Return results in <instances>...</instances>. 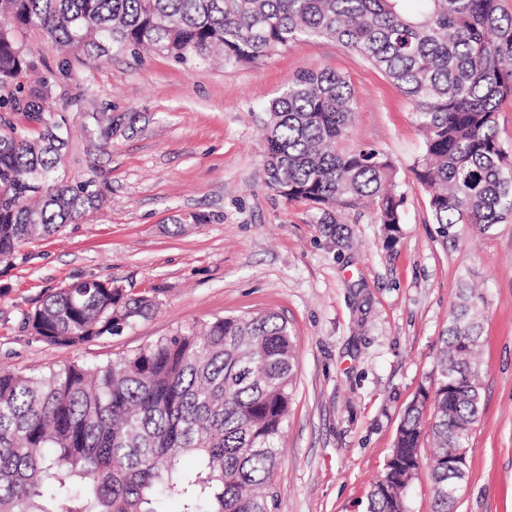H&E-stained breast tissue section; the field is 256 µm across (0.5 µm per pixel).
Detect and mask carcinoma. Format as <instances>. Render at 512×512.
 Returning a JSON list of instances; mask_svg holds the SVG:
<instances>
[{
  "mask_svg": "<svg viewBox=\"0 0 512 512\" xmlns=\"http://www.w3.org/2000/svg\"><path fill=\"white\" fill-rule=\"evenodd\" d=\"M0 0V259L100 206L95 181L58 175L66 145L46 110L53 73L24 37L92 57L153 48L197 64H255L309 38L336 41L380 70L414 109L423 140L410 167L433 223L481 232L512 217V148L498 137L512 97V14L499 0ZM264 184L315 209L322 233L349 243L343 209L373 206L383 248L402 224L399 171L382 150L339 144L356 100L325 68L299 72L263 107ZM23 116V122L14 116ZM483 302L462 289L449 314L427 400L406 407L366 512H407L420 440L432 436L433 512H451L467 473L448 455L468 447L481 415ZM158 309L112 280L72 283L24 314L37 340L77 346L132 329ZM296 368L291 328L276 313L216 318L88 365L0 372V512H272Z\"/></svg>",
  "mask_w": 512,
  "mask_h": 512,
  "instance_id": "obj_1",
  "label": "carcinoma"
}]
</instances>
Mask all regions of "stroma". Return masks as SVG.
<instances>
[{
	"mask_svg": "<svg viewBox=\"0 0 512 512\" xmlns=\"http://www.w3.org/2000/svg\"><path fill=\"white\" fill-rule=\"evenodd\" d=\"M26 45L40 71L58 74L48 106L69 131L60 172L94 181L104 202L0 261V367L91 364L218 316L277 313L291 327L297 369L274 512H365L407 405L434 377L465 281L483 295V410L456 512H512V218L486 234L457 225L448 243L410 171L421 147L412 106L381 71L319 39L234 67L153 52L61 55L38 33ZM312 67L343 75L354 92L347 147L384 150L400 171L393 252L370 209L341 213L350 244L339 249L308 204L263 182L258 107ZM101 278L155 292L156 314L75 347L25 329L24 313L49 292Z\"/></svg>",
	"mask_w": 512,
	"mask_h": 512,
	"instance_id": "stroma-1",
	"label": "stroma"
}]
</instances>
